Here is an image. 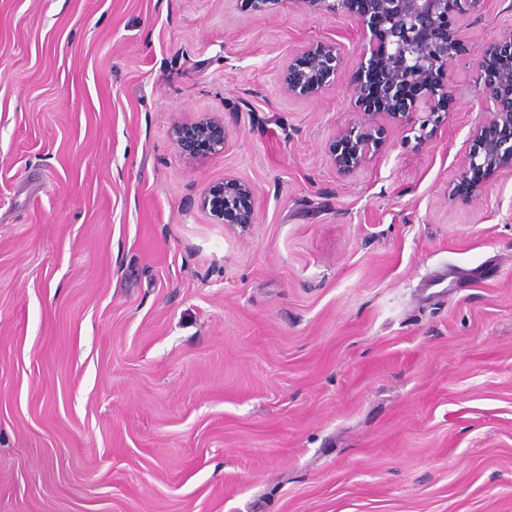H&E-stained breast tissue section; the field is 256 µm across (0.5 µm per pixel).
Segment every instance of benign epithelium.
I'll list each match as a JSON object with an SVG mask.
<instances>
[{
    "instance_id": "benign-epithelium-1",
    "label": "benign epithelium",
    "mask_w": 512,
    "mask_h": 512,
    "mask_svg": "<svg viewBox=\"0 0 512 512\" xmlns=\"http://www.w3.org/2000/svg\"><path fill=\"white\" fill-rule=\"evenodd\" d=\"M298 2L312 10L347 17L364 32L365 45L351 84L359 108L356 119L337 131L330 153L339 174L351 175L386 146L388 126L403 123L425 131L453 107L448 72L462 52L463 22L480 12L486 0H252L255 9ZM477 97L479 118L472 128L475 148L457 185L478 196L486 179L512 171V35L480 47ZM344 57L336 44L305 50L300 65L288 64L285 92L314 98L336 83ZM418 94L410 96L407 88ZM174 140L188 155L224 148V120L205 118L179 124ZM252 185L227 175L204 189L201 204L218 224L256 223Z\"/></svg>"
}]
</instances>
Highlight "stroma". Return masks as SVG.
<instances>
[{
  "mask_svg": "<svg viewBox=\"0 0 512 512\" xmlns=\"http://www.w3.org/2000/svg\"><path fill=\"white\" fill-rule=\"evenodd\" d=\"M511 33L488 0L442 124L343 177L348 18L0 0V512H512V171L449 194ZM322 42L341 75L289 97ZM228 174L248 229L201 206ZM343 63L336 43L308 47L301 65L288 64L285 92L294 98H314L336 83ZM172 134L174 140L188 155L213 153L224 148V120L205 118L189 124L176 125Z\"/></svg>",
  "mask_w": 512,
  "mask_h": 512,
  "instance_id": "1",
  "label": "stroma"
}]
</instances>
